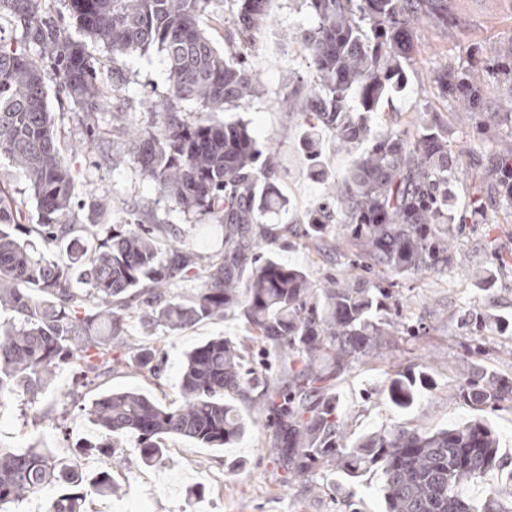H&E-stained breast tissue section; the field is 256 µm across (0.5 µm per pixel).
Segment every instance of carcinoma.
Listing matches in <instances>:
<instances>
[{
    "instance_id": "cac0c4a2",
    "label": "carcinoma",
    "mask_w": 512,
    "mask_h": 512,
    "mask_svg": "<svg viewBox=\"0 0 512 512\" xmlns=\"http://www.w3.org/2000/svg\"><path fill=\"white\" fill-rule=\"evenodd\" d=\"M234 2L220 50L200 26L210 0H71L77 38L49 15L46 0H0L18 35L13 43L0 38V157L27 181L41 214L30 231L43 244L39 249L16 234L25 202L1 185L0 308L9 317L0 321V401L18 392L37 399L61 366L75 370L83 385L94 384L102 370L121 363L132 313L149 327L175 331L237 310L250 338L270 351L288 350L282 363L288 385L256 390L240 372L241 347L212 338L185 355L180 404L136 390L91 400L85 415L103 433L96 447L110 454L112 439L132 436L146 466L164 458L165 437L229 448L246 429L229 397L255 390L253 401L283 422L270 453L293 480L319 468L349 480L372 470L380 475L385 512H512V467L485 422L430 432L394 424L352 438L331 393L344 373L377 359L405 333L392 317L384 279L374 274L426 275L457 259L448 227L455 178L448 131L419 121L410 135L372 132L373 116L407 83L416 26L426 20L448 26V0H303L313 24L300 41L317 81L288 87L279 104L299 102L308 115L300 147L313 180L328 179L322 133L357 149L333 194L304 223L313 239L342 233L355 267L366 273L322 284L304 268L257 253L260 239L278 238L267 217L286 206L279 157L258 146L247 122L212 117L259 94L245 50L269 16V0ZM89 42L114 58L163 56L168 96L156 121L128 145L162 198L224 225L219 256L205 261L174 245L161 251L157 233L167 228L160 224L114 228L100 239L70 220L75 183L47 105L45 70L52 69L82 123L93 126L108 96ZM438 82L457 118L481 111L484 83L476 67L459 74L445 69ZM184 102L196 106L195 118H185ZM498 159L499 193L512 204V142L499 147ZM190 273L199 288L187 297L173 293ZM428 381L423 368L395 372L391 402L411 407ZM460 395L475 404L512 400V380L486 370L470 377ZM492 474L496 482L483 498L466 494L465 485ZM48 487L56 492L46 512H85L88 497L122 493L112 474L91 477L52 448H0V508Z\"/></svg>"
}]
</instances>
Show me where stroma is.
I'll return each instance as SVG.
<instances>
[{
  "instance_id": "1",
  "label": "stroma",
  "mask_w": 512,
  "mask_h": 512,
  "mask_svg": "<svg viewBox=\"0 0 512 512\" xmlns=\"http://www.w3.org/2000/svg\"><path fill=\"white\" fill-rule=\"evenodd\" d=\"M448 7L457 18L456 25L445 29L426 23L418 28L407 86L373 128L378 133L389 128L406 131L422 112L447 126L460 168L453 224L458 262L432 275L393 278L390 290L398 316L420 324L419 334L401 337L395 346L383 350L376 363L343 375L335 391L351 436L394 422L433 431L478 418L495 429L504 458L512 463V401L474 405L459 395L475 371L488 369L512 377V336L471 329L476 316L487 311L512 322V206L501 201L492 177L496 144L512 141V55L507 52L512 46V0H448ZM310 23L302 0H278L250 51L260 93L225 112L224 118L247 121L260 146L277 150L282 166L280 190L287 206L270 218L282 228L273 250L283 263L305 267L321 281L338 275L346 262L343 249L312 244L303 222L329 187L308 175V161L299 147L304 114L297 107L284 111L278 106L289 83L309 84L315 79L299 40ZM88 51L104 87H111L116 67L124 71L126 84L120 94L111 96L91 130L79 121L72 103L55 93L49 97L51 111L63 116L59 141L74 175L78 223H86L91 213L87 191L94 186L112 200V223L163 224L182 248L204 257L220 253L221 225L190 219L156 192L130 152L112 153L113 143L125 140L123 127H145L153 121V110L169 87L162 57L154 52L116 59L96 45ZM475 62L484 73L485 110L490 119L459 126L451 101L439 88V66L445 63L459 72ZM478 199L487 209V219L480 224L468 219ZM216 336L242 344L244 371L265 382L287 384L279 357L251 340L238 316L228 313L176 331L148 328L133 317L128 321L124 362L111 375L85 387L70 368L62 367L38 402L19 396L1 405L0 446L47 447L87 473L111 472L124 492L97 499L101 512H384L376 473L353 482L322 471L304 481L288 480L269 454L278 427L273 412L243 399L238 406L249 426L234 447L201 448L168 438L162 464L151 468L141 463L131 437L115 443L125 456L122 466L95 449L99 431L82 416L81 406L106 389L137 390L167 405L180 404L185 352ZM148 344L163 354L164 367L157 379L138 366V351ZM421 363L430 368L431 386L410 409H396L387 393L389 373Z\"/></svg>"
}]
</instances>
